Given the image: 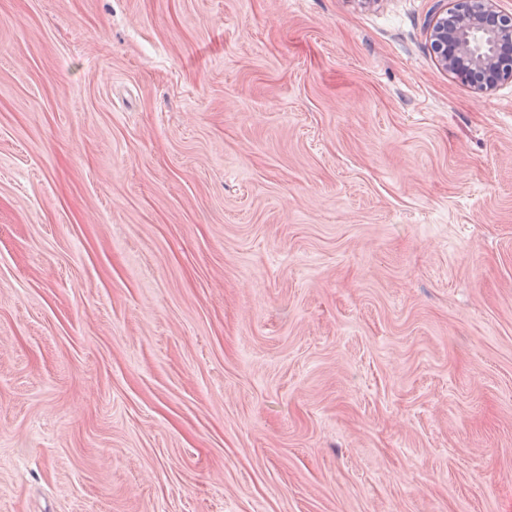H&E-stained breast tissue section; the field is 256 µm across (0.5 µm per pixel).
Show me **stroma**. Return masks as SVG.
Wrapping results in <instances>:
<instances>
[{
	"label": "stroma",
	"mask_w": 512,
	"mask_h": 512,
	"mask_svg": "<svg viewBox=\"0 0 512 512\" xmlns=\"http://www.w3.org/2000/svg\"><path fill=\"white\" fill-rule=\"evenodd\" d=\"M439 0H0V512H512V82ZM428 23L431 52L454 79L478 92L512 81V12L500 0H443Z\"/></svg>",
	"instance_id": "1"
}]
</instances>
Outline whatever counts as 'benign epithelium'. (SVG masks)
<instances>
[{
    "label": "benign epithelium",
    "instance_id": "obj_1",
    "mask_svg": "<svg viewBox=\"0 0 512 512\" xmlns=\"http://www.w3.org/2000/svg\"><path fill=\"white\" fill-rule=\"evenodd\" d=\"M500 0H446L428 23L431 52L478 92L512 81V12Z\"/></svg>",
    "mask_w": 512,
    "mask_h": 512
}]
</instances>
